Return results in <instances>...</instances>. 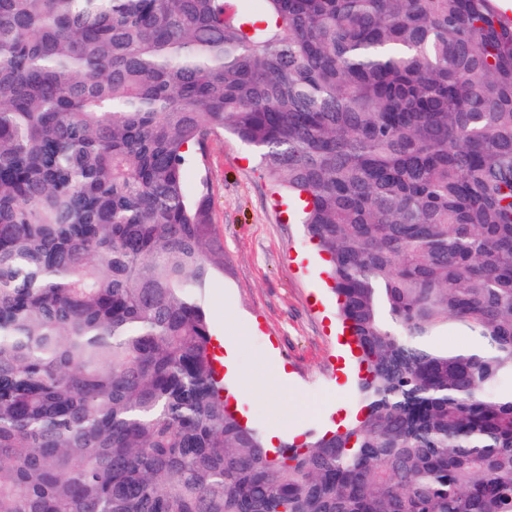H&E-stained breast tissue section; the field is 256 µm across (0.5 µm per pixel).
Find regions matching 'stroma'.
<instances>
[{
  "label": "stroma",
  "mask_w": 512,
  "mask_h": 512,
  "mask_svg": "<svg viewBox=\"0 0 512 512\" xmlns=\"http://www.w3.org/2000/svg\"><path fill=\"white\" fill-rule=\"evenodd\" d=\"M207 175L224 269L206 290V312L213 337L239 339L236 367L257 383L248 391L231 383L250 425L288 438L354 416L358 370H341L346 340L322 254L251 148L227 135L213 140ZM277 361L288 383L275 379ZM339 400L344 410L326 415Z\"/></svg>",
  "instance_id": "obj_1"
}]
</instances>
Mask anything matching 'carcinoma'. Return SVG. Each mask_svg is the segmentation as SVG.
<instances>
[{"label": "carcinoma", "mask_w": 512, "mask_h": 512, "mask_svg": "<svg viewBox=\"0 0 512 512\" xmlns=\"http://www.w3.org/2000/svg\"><path fill=\"white\" fill-rule=\"evenodd\" d=\"M230 134L299 202L360 413L229 406ZM475 338L440 345L449 326ZM512 23L495 0H0V512H512Z\"/></svg>", "instance_id": "carcinoma-1"}]
</instances>
